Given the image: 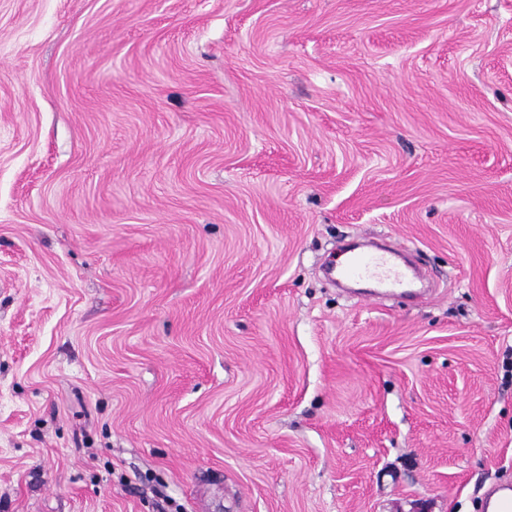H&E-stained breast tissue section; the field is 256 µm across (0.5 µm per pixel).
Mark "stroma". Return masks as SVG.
<instances>
[{"mask_svg": "<svg viewBox=\"0 0 512 512\" xmlns=\"http://www.w3.org/2000/svg\"><path fill=\"white\" fill-rule=\"evenodd\" d=\"M384 238L436 286L327 280ZM512 487V0H0V512H487Z\"/></svg>", "mask_w": 512, "mask_h": 512, "instance_id": "obj_1", "label": "stroma"}]
</instances>
